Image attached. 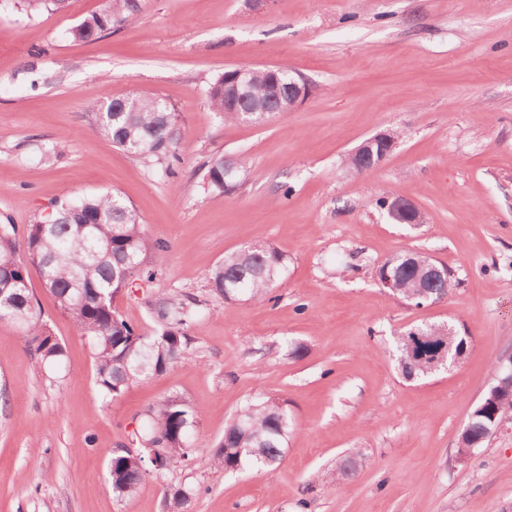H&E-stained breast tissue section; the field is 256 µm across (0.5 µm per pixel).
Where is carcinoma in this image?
Listing matches in <instances>:
<instances>
[{
  "label": "carcinoma",
  "mask_w": 512,
  "mask_h": 512,
  "mask_svg": "<svg viewBox=\"0 0 512 512\" xmlns=\"http://www.w3.org/2000/svg\"><path fill=\"white\" fill-rule=\"evenodd\" d=\"M140 11L141 0H107L104 10L81 21L71 35L96 40L112 28L134 24ZM298 81L299 76L285 65L256 68L248 77L247 89L234 96L224 87L229 79L223 73L209 85L208 105L228 124L257 125L265 112L288 107L289 89ZM88 109L99 132L112 144L146 166L164 164L166 173H176L180 116L159 93L138 89L121 98L94 100ZM247 165L242 155L217 154L207 162L204 179L211 189L231 194ZM344 165L358 175L370 172L379 166L378 151L365 153L358 167L348 158ZM168 249L166 243L149 238L141 215L117 192L65 202L48 218L21 231L14 224H0V321L22 330L38 362L62 363L65 348L50 332L29 289V268H35L58 308L91 343L97 390L115 399L131 384L159 376L191 355L188 329L197 314L195 298L174 292L156 294L148 301L156 324L150 334L116 309V299L134 281L157 278ZM407 255L397 253L379 267L399 288L398 297L411 304L448 296L451 275L423 270ZM286 265V255L276 246L247 245L225 255L210 271L208 283L211 292L226 301L261 303L269 299ZM437 330L436 325L421 324L397 334L396 363L403 378L426 377L424 356L440 344L435 339ZM511 415L512 396L502 391L488 405L477 404L462 431L479 448L493 436L496 425ZM143 417L138 447L110 460L112 492L118 497L137 492L150 457L160 463L158 474L191 460L190 436L197 420L184 399L168 396L149 407ZM293 428L288 403L263 395L248 402L224 428L214 463L226 471L270 466L283 457ZM187 500L184 489L170 490L168 512H183Z\"/></svg>",
  "instance_id": "cac0c4a2"
}]
</instances>
